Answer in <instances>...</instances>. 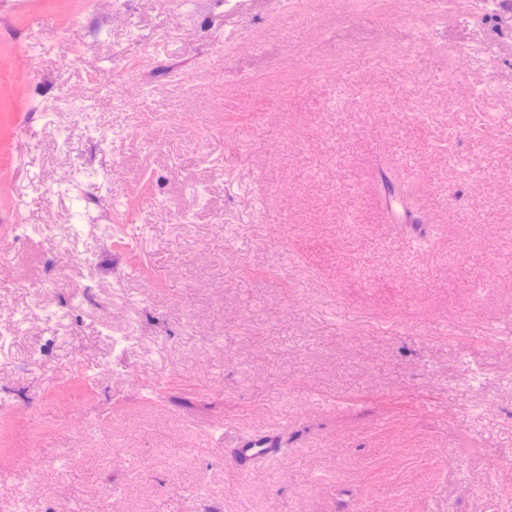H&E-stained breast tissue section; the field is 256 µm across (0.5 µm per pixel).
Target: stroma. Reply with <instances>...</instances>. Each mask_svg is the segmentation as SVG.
Here are the masks:
<instances>
[{"label":"stroma","instance_id":"stroma-1","mask_svg":"<svg viewBox=\"0 0 512 512\" xmlns=\"http://www.w3.org/2000/svg\"><path fill=\"white\" fill-rule=\"evenodd\" d=\"M0 333V512H512V10L0 0ZM233 448V461L241 471L255 468L258 463L276 457L284 450L280 434L274 431L239 436Z\"/></svg>","mask_w":512,"mask_h":512}]
</instances>
